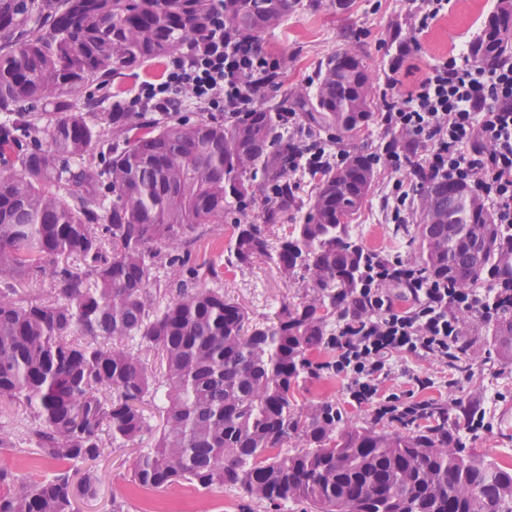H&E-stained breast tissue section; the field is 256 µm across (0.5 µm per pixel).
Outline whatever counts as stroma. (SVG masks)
Masks as SVG:
<instances>
[{
	"label": "stroma",
	"instance_id": "stroma-1",
	"mask_svg": "<svg viewBox=\"0 0 512 512\" xmlns=\"http://www.w3.org/2000/svg\"><path fill=\"white\" fill-rule=\"evenodd\" d=\"M496 2L449 0L447 13L420 33L410 23L407 0H350L344 7L339 6L338 0H297L288 18L262 37L264 49L279 55L284 62L275 90L262 104L280 111L288 108L290 100L315 95L321 61L342 52L362 59L369 73L370 89L378 91L399 42L411 39L416 46L401 81L406 88H413L429 66L464 48L479 34ZM394 179V173L377 167L372 195L352 226L366 246L388 258L410 262L417 255V245L410 237L393 234L384 201ZM239 218L238 211L227 210L223 221L211 225L199 242V259L217 271L215 277L201 280V287L222 289L225 297L240 304L256 323L272 319L282 303L310 299L313 291L305 282L286 281L272 262L258 260L240 268L226 265L225 251L232 226ZM466 325L474 341L470 375H453L436 360L406 355L394 361L381 389L386 394L415 392L420 398L443 402L458 397L483 401L487 429L464 434L463 439L468 447L492 457L497 449L512 448V363L503 362L498 355L491 343V332L483 322L470 319ZM412 372L430 376L432 386L417 389L408 378ZM297 399L304 407L324 399L336 400L349 426L384 430L392 427L391 422L377 419L371 407L351 404L346 381L340 376L302 384ZM29 424V415L23 408L0 401V469L34 484L49 477L56 465L40 456L28 441ZM152 446L153 436L149 433L133 445L104 443L96 463L99 494L80 504V512H112L116 502L122 503L126 512H144L146 493L133 483L132 470L140 454ZM156 497L167 512H268L264 502L246 497L239 488L228 485L202 493L188 485L175 484L157 491Z\"/></svg>",
	"mask_w": 512,
	"mask_h": 512
}]
</instances>
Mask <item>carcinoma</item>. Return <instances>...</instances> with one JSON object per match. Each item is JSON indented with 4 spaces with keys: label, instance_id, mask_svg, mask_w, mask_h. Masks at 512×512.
Returning <instances> with one entry per match:
<instances>
[{
    "label": "carcinoma",
    "instance_id": "obj_1",
    "mask_svg": "<svg viewBox=\"0 0 512 512\" xmlns=\"http://www.w3.org/2000/svg\"><path fill=\"white\" fill-rule=\"evenodd\" d=\"M294 4L222 0L224 22L259 39ZM216 6L0 0V281L52 280L49 300L0 295V398L29 411L30 443L56 463L35 485L0 470V512H74L95 497L97 475L76 481L71 465L96 459L107 439L139 440L156 400L163 424L132 473L146 490L233 485L272 512L290 502L309 512H512V464L460 444L473 413L465 398L431 405L413 432L345 426L333 400L298 403L301 383L336 376V320L359 314L360 290L387 261L351 231L374 185L368 155L354 148L311 174L301 223L273 244L269 227L293 202L277 113L101 111L121 104V76L202 41ZM471 51L488 65L512 54V0H498ZM319 80L315 96L295 101L301 118L354 137L378 110L363 61L334 54ZM258 196L260 223L233 226L227 265L266 258L290 281L310 279L315 296L253 324L222 289L197 287L214 270L196 246L224 209ZM423 198L433 200L425 222L395 230L418 245L419 280L382 287L406 301L439 277L511 287L512 230L459 185L430 180ZM160 267L179 277L157 280ZM493 327L512 353L511 307ZM291 438L302 448L281 454Z\"/></svg>",
    "mask_w": 512,
    "mask_h": 512
}]
</instances>
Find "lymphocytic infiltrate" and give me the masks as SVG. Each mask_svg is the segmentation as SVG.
<instances>
[{"label":"lymphocytic infiltrate","mask_w":512,"mask_h":512,"mask_svg":"<svg viewBox=\"0 0 512 512\" xmlns=\"http://www.w3.org/2000/svg\"><path fill=\"white\" fill-rule=\"evenodd\" d=\"M403 46L380 89L381 122L405 137L408 151L394 144L375 154L376 163L408 172L418 183L430 178L463 186L481 198L494 223L512 227V55L487 66L470 49L432 65L410 91L398 73L410 55ZM280 58L260 42L225 24L215 11L203 42L169 56L159 76L142 80L126 105L130 112H252L274 87ZM280 123L290 147L288 175L297 177L340 162L341 153L314 138L296 113ZM413 306L396 308L385 289H365L364 317L336 324V373L358 406H374L378 417L409 424L425 413L428 400L381 395L380 383L393 360L428 356L449 369L466 360L463 315L494 322L512 304V288H458L445 279L412 291Z\"/></svg>","instance_id":"1"}]
</instances>
